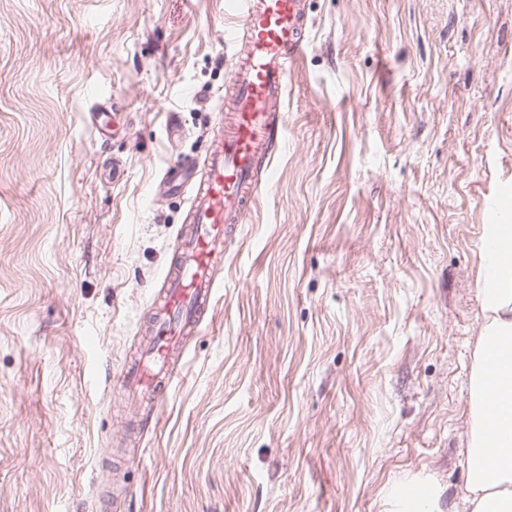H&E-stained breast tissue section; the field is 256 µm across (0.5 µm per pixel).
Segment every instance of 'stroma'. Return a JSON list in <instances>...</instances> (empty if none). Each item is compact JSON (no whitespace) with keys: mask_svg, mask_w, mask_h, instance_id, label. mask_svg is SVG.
<instances>
[{"mask_svg":"<svg viewBox=\"0 0 512 512\" xmlns=\"http://www.w3.org/2000/svg\"><path fill=\"white\" fill-rule=\"evenodd\" d=\"M224 2L0 0V512L460 498L512 0H305L283 141L145 427L121 377L188 225L164 171L229 86Z\"/></svg>","mask_w":512,"mask_h":512,"instance_id":"stroma-1","label":"stroma"}]
</instances>
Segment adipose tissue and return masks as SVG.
I'll use <instances>...</instances> for the list:
<instances>
[{
    "label": "adipose tissue",
    "mask_w": 512,
    "mask_h": 512,
    "mask_svg": "<svg viewBox=\"0 0 512 512\" xmlns=\"http://www.w3.org/2000/svg\"><path fill=\"white\" fill-rule=\"evenodd\" d=\"M481 308L487 322L470 375L466 512H512V224L486 239Z\"/></svg>",
    "instance_id": "ef3b65f1"
}]
</instances>
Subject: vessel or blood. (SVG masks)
<instances>
[{
	"mask_svg": "<svg viewBox=\"0 0 512 512\" xmlns=\"http://www.w3.org/2000/svg\"><path fill=\"white\" fill-rule=\"evenodd\" d=\"M228 12L241 19L224 31L225 42L235 48L229 119L216 124L204 179H195L196 164L188 160L164 175L169 191H193L192 228L165 275L166 292L150 321L149 344L123 373L126 389L154 403L163 400L176 377L172 351L181 336L199 327L215 295L214 270L224 241L253 203L255 164L271 156L288 78L306 45L303 0H229Z\"/></svg>",
	"mask_w": 512,
	"mask_h": 512,
	"instance_id": "obj_1",
	"label": "vessel or blood"
}]
</instances>
